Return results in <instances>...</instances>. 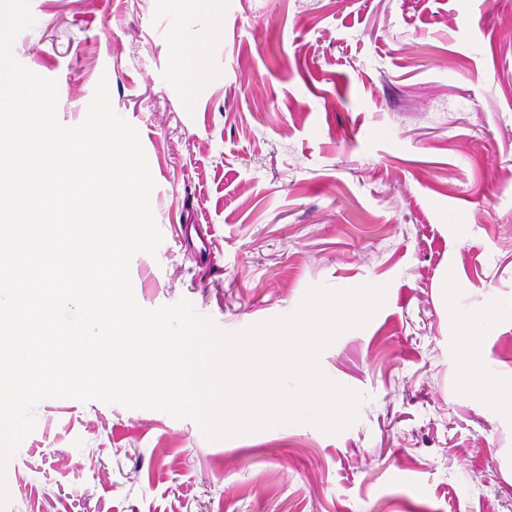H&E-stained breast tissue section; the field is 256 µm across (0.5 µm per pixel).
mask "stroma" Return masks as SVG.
<instances>
[{
	"label": "stroma",
	"instance_id": "35a3bbf8",
	"mask_svg": "<svg viewBox=\"0 0 512 512\" xmlns=\"http://www.w3.org/2000/svg\"><path fill=\"white\" fill-rule=\"evenodd\" d=\"M14 57L80 124L99 80L140 137L163 236L134 296L237 334L310 290H385L319 356L360 396L207 441L149 409L49 398L5 512H512V412L463 387L460 308L512 301V10L502 0H29ZM206 41L176 74L171 29ZM512 383V319L486 326Z\"/></svg>",
	"mask_w": 512,
	"mask_h": 512
}]
</instances>
